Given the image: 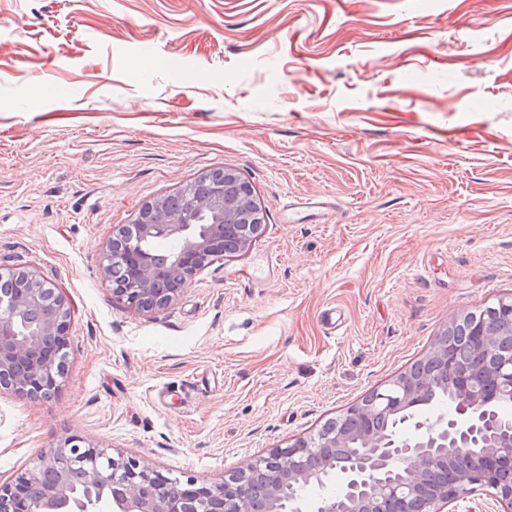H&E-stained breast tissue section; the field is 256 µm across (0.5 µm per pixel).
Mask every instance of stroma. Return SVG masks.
Instances as JSON below:
<instances>
[{"label": "stroma", "mask_w": 512, "mask_h": 512, "mask_svg": "<svg viewBox=\"0 0 512 512\" xmlns=\"http://www.w3.org/2000/svg\"><path fill=\"white\" fill-rule=\"evenodd\" d=\"M217 168L262 236L129 306L113 236ZM0 265L70 311L56 393L0 389V484L74 436L222 482L512 294V0H0Z\"/></svg>", "instance_id": "stroma-1"}]
</instances>
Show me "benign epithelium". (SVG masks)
<instances>
[{
	"label": "benign epithelium",
	"instance_id": "7a95c632",
	"mask_svg": "<svg viewBox=\"0 0 512 512\" xmlns=\"http://www.w3.org/2000/svg\"><path fill=\"white\" fill-rule=\"evenodd\" d=\"M205 204L173 213L160 199L123 226L124 247L108 250L104 272L125 269L127 303L149 312L170 305L217 256H241L265 216L234 171L207 172ZM174 239L181 285L164 288L146 246ZM18 288L0 295V381L33 400L56 391L69 309L31 270L6 274ZM0 273V279L6 276ZM423 361L444 373L407 368L348 407L352 426H331L272 448L219 484L171 479L145 462L72 438L42 455L27 476L0 486V512H475L459 502L477 488L512 512V297L448 321ZM451 407L435 401L439 388ZM341 475L340 490L312 503L298 496Z\"/></svg>",
	"mask_w": 512,
	"mask_h": 512
}]
</instances>
